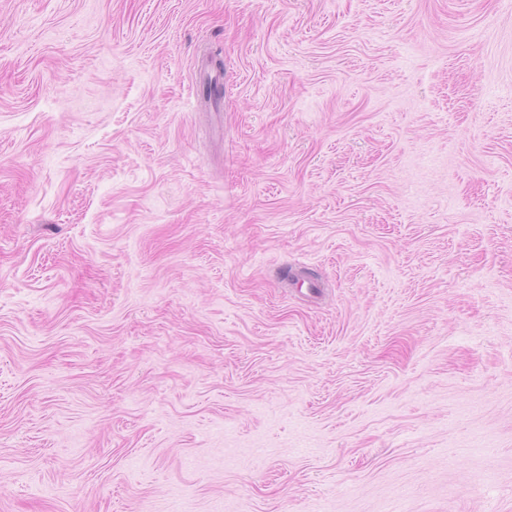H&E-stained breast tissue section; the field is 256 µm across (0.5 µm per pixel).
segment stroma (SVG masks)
I'll return each instance as SVG.
<instances>
[{"label":"stroma","mask_w":512,"mask_h":512,"mask_svg":"<svg viewBox=\"0 0 512 512\" xmlns=\"http://www.w3.org/2000/svg\"><path fill=\"white\" fill-rule=\"evenodd\" d=\"M396 506L512 512V0H0V512Z\"/></svg>","instance_id":"obj_1"}]
</instances>
